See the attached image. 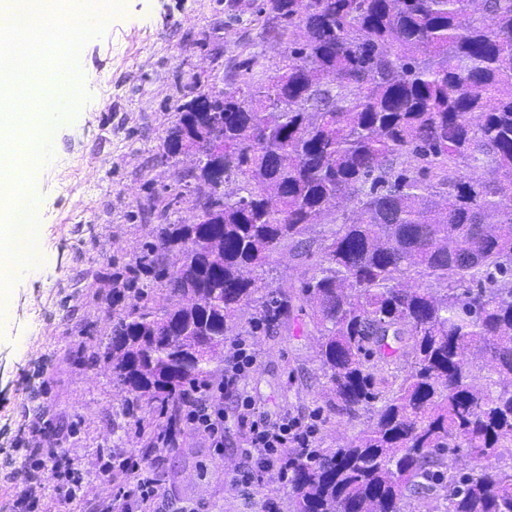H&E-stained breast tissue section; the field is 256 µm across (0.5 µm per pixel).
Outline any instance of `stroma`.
<instances>
[{
  "label": "stroma",
  "instance_id": "35a3bbf8",
  "mask_svg": "<svg viewBox=\"0 0 512 512\" xmlns=\"http://www.w3.org/2000/svg\"><path fill=\"white\" fill-rule=\"evenodd\" d=\"M261 0H121L118 13L83 49L80 111L56 126L52 159L41 165L35 231L39 259L5 294L10 316L0 323V464L24 462L21 430L40 426L43 447L57 449L37 491L43 512H81L85 502L118 491L112 468L121 458L143 460L162 482V512L185 505L202 512H259L266 498L290 512L288 488L265 473L245 498L228 489L241 465L236 399L219 392L227 416L223 451L186 432L178 447L142 458L137 424L124 422L103 359L115 281L131 278L144 245L153 241L150 208L171 205L172 217L193 220L202 192L180 175L191 157L163 159V141L190 90L224 88L229 80L261 84L282 58L281 44L262 38L255 10ZM323 228L307 233L302 254L282 249L268 267L266 286L288 289L322 259ZM254 307H244L237 332L250 337L259 361L240 384L268 420L281 413L317 416V446L350 440L363 420L339 421L327 406L326 380L316 358L319 333L311 308L252 331ZM76 478V498L58 502V481Z\"/></svg>",
  "mask_w": 512,
  "mask_h": 512
}]
</instances>
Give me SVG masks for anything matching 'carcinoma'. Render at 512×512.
<instances>
[{"instance_id": "carcinoma-1", "label": "carcinoma", "mask_w": 512, "mask_h": 512, "mask_svg": "<svg viewBox=\"0 0 512 512\" xmlns=\"http://www.w3.org/2000/svg\"><path fill=\"white\" fill-rule=\"evenodd\" d=\"M260 11L286 44L276 73L195 93L167 131L164 156H198L189 177L220 213H157L133 271L166 279L162 304L133 278L115 286L129 299L104 352L115 400L128 418L155 405L177 422L192 388L224 371L242 306L267 327L291 311L293 297L262 288L264 267L324 224L298 300L313 307L329 407L370 420L343 445L290 454L293 512H405L441 490L442 512H512V464L489 462L512 458V0ZM389 336L411 362L386 377ZM462 449L474 464L458 469Z\"/></svg>"}]
</instances>
